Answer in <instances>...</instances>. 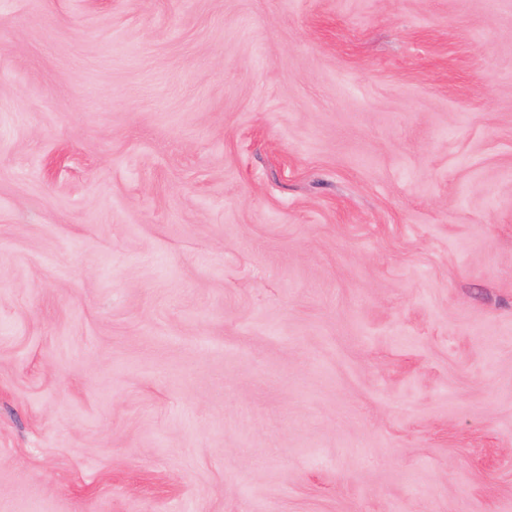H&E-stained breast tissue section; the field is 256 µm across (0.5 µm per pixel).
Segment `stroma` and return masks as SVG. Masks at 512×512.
<instances>
[{
	"label": "stroma",
	"mask_w": 512,
	"mask_h": 512,
	"mask_svg": "<svg viewBox=\"0 0 512 512\" xmlns=\"http://www.w3.org/2000/svg\"><path fill=\"white\" fill-rule=\"evenodd\" d=\"M0 512H512V0H0Z\"/></svg>",
	"instance_id": "1"
}]
</instances>
